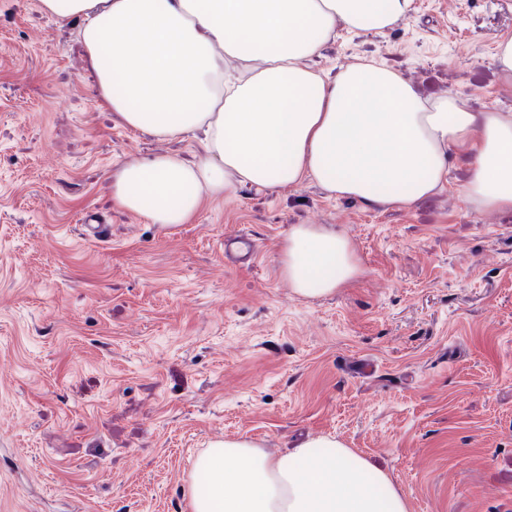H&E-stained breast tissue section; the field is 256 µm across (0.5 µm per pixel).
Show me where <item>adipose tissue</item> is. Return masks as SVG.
<instances>
[{
  "label": "adipose tissue",
  "mask_w": 512,
  "mask_h": 512,
  "mask_svg": "<svg viewBox=\"0 0 512 512\" xmlns=\"http://www.w3.org/2000/svg\"><path fill=\"white\" fill-rule=\"evenodd\" d=\"M413 0H39L76 25L103 104L161 140L200 139L194 160L164 153L125 163L112 185L123 209L173 228L204 201L240 187L311 179L330 196L410 206L471 145L463 188L484 211L512 209V113L469 112L451 96L422 99L392 68L358 62L336 76L306 64L337 25L381 31ZM280 272L305 298L357 273L346 236L294 225ZM188 488L192 512H408L386 474L337 439L284 455L246 439L211 444Z\"/></svg>",
  "instance_id": "obj_1"
}]
</instances>
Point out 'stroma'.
<instances>
[{"mask_svg": "<svg viewBox=\"0 0 512 512\" xmlns=\"http://www.w3.org/2000/svg\"><path fill=\"white\" fill-rule=\"evenodd\" d=\"M512 0H414L312 63H387L424 98L512 113L489 58ZM176 150L103 107L73 28L0 0V512H191L213 442L278 456L331 435L383 471L408 512H512V210L470 207L473 160L409 207L316 182L242 187L163 229L118 206L127 162ZM106 224L86 236L83 217ZM349 240L357 275L294 294L296 224ZM249 234V262L224 239Z\"/></svg>", "mask_w": 512, "mask_h": 512, "instance_id": "35a3bbf8", "label": "stroma"}]
</instances>
